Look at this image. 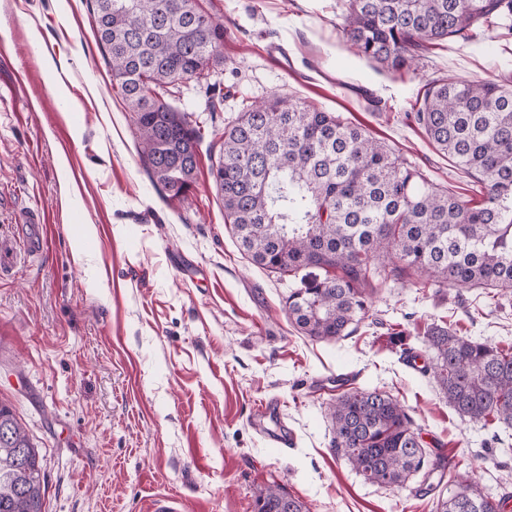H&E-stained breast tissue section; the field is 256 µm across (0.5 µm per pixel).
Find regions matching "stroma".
I'll use <instances>...</instances> for the list:
<instances>
[{"mask_svg":"<svg viewBox=\"0 0 512 512\" xmlns=\"http://www.w3.org/2000/svg\"><path fill=\"white\" fill-rule=\"evenodd\" d=\"M224 26L223 98L186 85L179 108L201 127L185 200L143 161L92 28L89 0H0V238L49 216L44 252L0 272V401L43 458L46 512H253L281 484L308 512H434L439 471L404 487L370 484L331 449L336 374L397 399L451 474L512 496V436L461 418L425 365L434 327L512 344V296L390 281L339 341L288 318L297 279L254 265L224 222L212 150L244 102L280 95L340 114L433 184L469 200L457 170L407 113L429 82L512 79V36L490 28L443 42L398 78L342 38L347 0H197ZM275 401L278 446L253 427Z\"/></svg>","mask_w":512,"mask_h":512,"instance_id":"stroma-1","label":"stroma"}]
</instances>
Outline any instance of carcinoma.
Masks as SVG:
<instances>
[{"mask_svg": "<svg viewBox=\"0 0 512 512\" xmlns=\"http://www.w3.org/2000/svg\"><path fill=\"white\" fill-rule=\"evenodd\" d=\"M94 33L132 113L153 181L184 199L198 168L200 127L166 102L180 83L223 63L224 26L197 0H93ZM512 17V0H348L343 26L356 55L401 74L444 40ZM415 119L481 186L470 205L429 183L384 143L325 112L273 96L246 105L221 136L211 167L224 221L254 264L300 278L288 317L305 336L337 341L361 322L375 286L410 271L441 286L512 294V85L439 79ZM430 370L448 405L473 422L512 429V348L431 329ZM332 449L370 482L402 486L434 454L405 408L367 389L330 408ZM471 475L435 512H505ZM40 453L0 402V512H44ZM254 512H307L272 485Z\"/></svg>", "mask_w": 512, "mask_h": 512, "instance_id": "carcinoma-1", "label": "carcinoma"}]
</instances>
